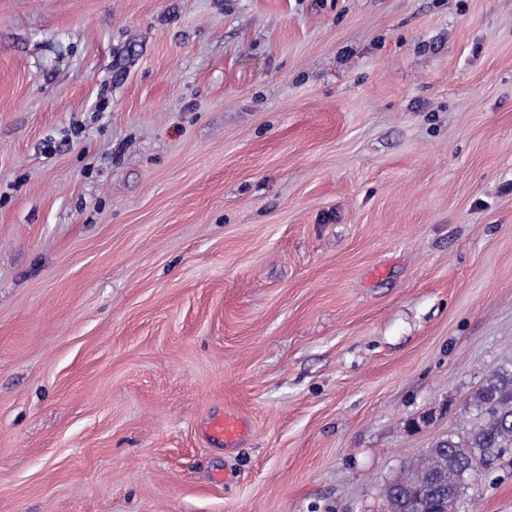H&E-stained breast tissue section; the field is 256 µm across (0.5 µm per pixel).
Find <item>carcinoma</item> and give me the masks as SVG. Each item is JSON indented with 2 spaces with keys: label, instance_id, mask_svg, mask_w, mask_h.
Listing matches in <instances>:
<instances>
[{
  "label": "carcinoma",
  "instance_id": "cac0c4a2",
  "mask_svg": "<svg viewBox=\"0 0 512 512\" xmlns=\"http://www.w3.org/2000/svg\"><path fill=\"white\" fill-rule=\"evenodd\" d=\"M474 423L466 440L450 435L439 440L408 469V474L383 490L391 512H423V501L442 509L448 495L463 497L470 487L469 467L480 460L489 464L512 446V372L489 375L473 395Z\"/></svg>",
  "mask_w": 512,
  "mask_h": 512
}]
</instances>
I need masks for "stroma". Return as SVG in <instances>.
Listing matches in <instances>:
<instances>
[{"label":"stroma","mask_w":512,"mask_h":512,"mask_svg":"<svg viewBox=\"0 0 512 512\" xmlns=\"http://www.w3.org/2000/svg\"><path fill=\"white\" fill-rule=\"evenodd\" d=\"M501 370L512 0H0V512H376ZM247 431V424L241 416L229 413L224 418L214 420L209 427V437L217 442H224L225 446L235 444L241 440Z\"/></svg>","instance_id":"1"}]
</instances>
